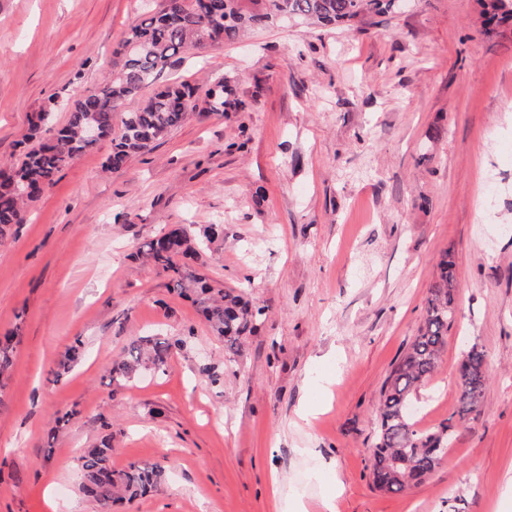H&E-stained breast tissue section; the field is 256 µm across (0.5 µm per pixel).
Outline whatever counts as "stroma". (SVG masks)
Returning <instances> with one entry per match:
<instances>
[{
	"label": "stroma",
	"mask_w": 512,
	"mask_h": 512,
	"mask_svg": "<svg viewBox=\"0 0 512 512\" xmlns=\"http://www.w3.org/2000/svg\"><path fill=\"white\" fill-rule=\"evenodd\" d=\"M484 0H404L358 29L277 24L160 76L235 82L245 111L195 113L105 170L104 140L64 166L0 239V512H512V27ZM141 0H0V171L29 118L119 70ZM224 231L191 265L264 306L242 354L142 252L169 225ZM457 313L415 408L451 422L442 464L378 491L368 450L382 387L417 336L436 264ZM170 338L165 372L113 383L140 336ZM84 357L51 371L74 339ZM486 355L480 413H459L467 345ZM213 375L202 374L203 366ZM162 463L160 486L107 507L80 490L82 449Z\"/></svg>",
	"instance_id": "stroma-1"
}]
</instances>
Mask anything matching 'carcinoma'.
<instances>
[{
	"mask_svg": "<svg viewBox=\"0 0 512 512\" xmlns=\"http://www.w3.org/2000/svg\"><path fill=\"white\" fill-rule=\"evenodd\" d=\"M395 8L396 0H165L161 11H143L115 50L121 57L120 70L99 91L76 99L68 121L51 137L24 150L20 165L0 172V237L23 222L24 205L37 200L42 186L52 184L62 167L98 141L111 140L104 167L117 171L131 157L157 147L196 111L223 114L246 109V103L235 98L233 87L224 78L216 79L203 95L195 86L179 83L156 90L137 109L123 113L120 128H115L114 113L128 98L154 83L183 52L234 43L245 32L285 16L297 23L330 26L361 23ZM485 14L490 23L511 21L512 0H487ZM88 126L98 128L100 140L84 139L82 130ZM221 231L223 225L212 224L202 235L192 237L183 226L172 225L147 243L143 253L168 277L172 291L193 300L211 332L224 341V349L238 354L263 307L242 291L212 287L203 276L176 261L179 256L185 258L205 249L206 241ZM438 269L418 335L385 382L377 410L378 432L370 448L369 475L375 488L385 493H402L423 483L440 466L453 440L452 426L446 423L416 429L410 410L438 366L455 319L454 262L445 255ZM13 343L14 337L0 336L1 372L11 364ZM172 349L173 344L164 336L133 341L124 355L112 362V381L129 379L142 369H164ZM82 351L83 342L75 340L58 363L56 376L69 372ZM464 358L462 377L468 384L459 394L462 416L481 411L488 380L482 350L473 345L464 352ZM111 458L109 441L86 448L79 455L77 469L85 496L104 502L134 500L154 489L163 477L164 466L158 462L115 471Z\"/></svg>",
	"mask_w": 512,
	"mask_h": 512,
	"instance_id": "1",
	"label": "carcinoma"
}]
</instances>
